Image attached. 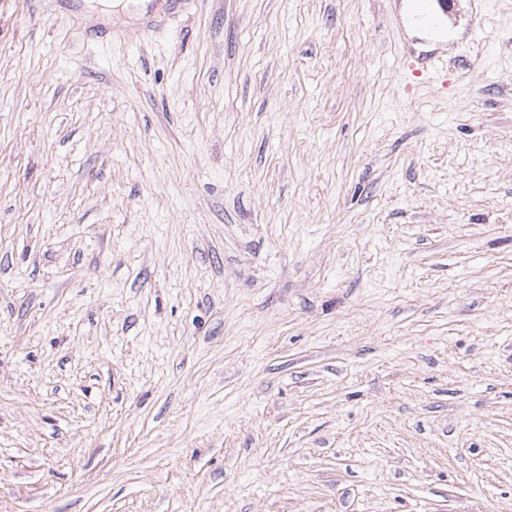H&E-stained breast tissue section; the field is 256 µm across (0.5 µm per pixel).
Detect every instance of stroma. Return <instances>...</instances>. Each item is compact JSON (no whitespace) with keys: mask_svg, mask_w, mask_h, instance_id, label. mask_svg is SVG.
Here are the masks:
<instances>
[{"mask_svg":"<svg viewBox=\"0 0 512 512\" xmlns=\"http://www.w3.org/2000/svg\"><path fill=\"white\" fill-rule=\"evenodd\" d=\"M103 2L0 0V512H512V0ZM453 2H440L439 0H415V19L434 33H439L452 9Z\"/></svg>","mask_w":512,"mask_h":512,"instance_id":"1","label":"stroma"}]
</instances>
